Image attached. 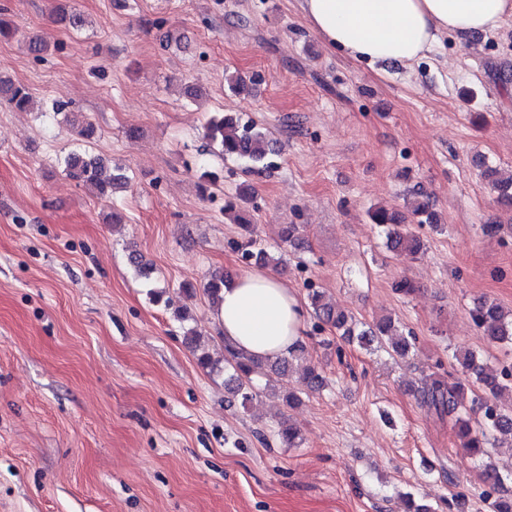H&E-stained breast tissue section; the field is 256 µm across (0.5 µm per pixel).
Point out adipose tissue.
Returning <instances> with one entry per match:
<instances>
[{
  "label": "adipose tissue",
  "instance_id": "ef3b65f1",
  "mask_svg": "<svg viewBox=\"0 0 512 512\" xmlns=\"http://www.w3.org/2000/svg\"><path fill=\"white\" fill-rule=\"evenodd\" d=\"M326 45L368 63L409 66L441 37L492 33L512 20V0H300ZM224 340L250 356L287 355L305 334V307L277 276L249 271L226 284L217 308Z\"/></svg>",
  "mask_w": 512,
  "mask_h": 512
}]
</instances>
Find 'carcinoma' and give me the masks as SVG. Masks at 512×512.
Returning <instances> with one entry per match:
<instances>
[{"mask_svg": "<svg viewBox=\"0 0 512 512\" xmlns=\"http://www.w3.org/2000/svg\"><path fill=\"white\" fill-rule=\"evenodd\" d=\"M54 20L65 27L76 28L80 25L77 13L59 4L54 10ZM0 101L5 102L17 112L30 109L31 96L23 85L0 75ZM52 110L64 115V121L77 134L89 139L95 133V127L89 117L80 112L66 111V105L55 103ZM205 137L217 152L224 158L244 159L252 165V171L261 172L267 167L268 156L272 153L270 138L249 122H241L230 116L212 117L205 126ZM105 159L90 155L81 149L70 152L63 160L65 175L77 185L92 190L97 197L108 202L114 194L127 189L130 178L127 173L118 171L112 175L104 174ZM481 177L497 193L502 202L512 204V176L503 178L499 170L484 162ZM250 189H242L236 200L224 205V214L242 225L245 232H251L242 204L251 200ZM431 205L428 200H416L410 206V212L418 218L420 224L432 223ZM372 223L386 229L387 244L393 252L402 258H414L421 251L423 244L420 238L408 231L400 230L399 213L387 208H376L369 213ZM255 241L248 236L239 245L244 259L253 260L261 265H277L281 258L260 249L253 250ZM224 274L214 273L206 284L205 291L216 307L222 300ZM309 305L314 317L334 328L340 336L348 340H358L362 345H368L377 340H387L392 351L400 356H406L412 347V337L399 332L392 318L384 317L368 329L358 327V322L345 311L336 307L324 293L316 288L308 289ZM470 317L481 336L491 342L512 344V310L506 311L496 303L480 302L471 311ZM226 352L224 370L228 371L224 378V389L227 401L247 407L256 393L253 386V376L274 375L285 378L295 366L301 367L302 377L311 390H318L324 384L321 372L312 365L303 364L306 356V346L302 343L289 352L285 357L274 360H262L246 356L236 351L232 346H224ZM454 358L460 366L464 377L473 379V383L481 385L488 391V396L472 400V406L464 403L465 384L458 381L450 384L443 379L425 381L423 386L414 390V396L420 406L435 413L439 417L454 420L458 429L460 447L471 455L483 467L484 481L487 490L482 492V498L487 503L490 512H512V500L503 501L491 499V492L504 491L505 479L491 464L485 462L490 457L489 446L509 444L512 446V415L504 412L498 404V398L505 392L512 391V367L493 370L481 364L475 353L464 350L454 353ZM276 434L280 441L290 448L299 445V432L290 422L278 423Z\"/></svg>", "mask_w": 512, "mask_h": 512, "instance_id": "carcinoma-1", "label": "carcinoma"}]
</instances>
